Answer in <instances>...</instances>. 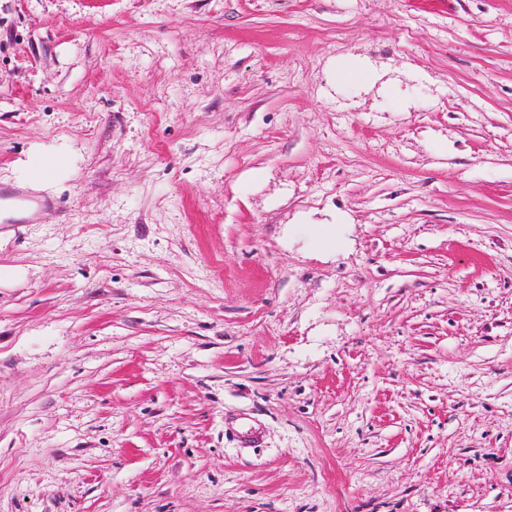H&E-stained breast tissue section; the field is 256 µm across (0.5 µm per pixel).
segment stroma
Wrapping results in <instances>:
<instances>
[{"instance_id":"obj_1","label":"stroma","mask_w":512,"mask_h":512,"mask_svg":"<svg viewBox=\"0 0 512 512\" xmlns=\"http://www.w3.org/2000/svg\"><path fill=\"white\" fill-rule=\"evenodd\" d=\"M0 183V512H512V0H0ZM2 208L6 215L26 210L27 217L17 220L6 216L2 222V224H23L19 222L33 223L40 219L51 208V204L47 200L31 195L24 189L0 187V212Z\"/></svg>"}]
</instances>
